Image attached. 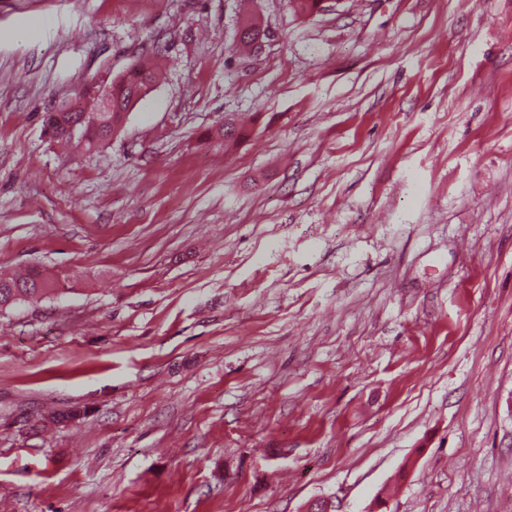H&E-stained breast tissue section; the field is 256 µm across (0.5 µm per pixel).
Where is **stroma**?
<instances>
[{"label":"stroma","instance_id":"obj_1","mask_svg":"<svg viewBox=\"0 0 512 512\" xmlns=\"http://www.w3.org/2000/svg\"><path fill=\"white\" fill-rule=\"evenodd\" d=\"M156 48L117 135L49 140ZM31 265L0 512H512V0H0V270ZM240 27L243 29V34L238 31L237 47L239 49H253L254 39L257 36L261 22L259 18L253 13H246L240 18Z\"/></svg>","mask_w":512,"mask_h":512}]
</instances>
